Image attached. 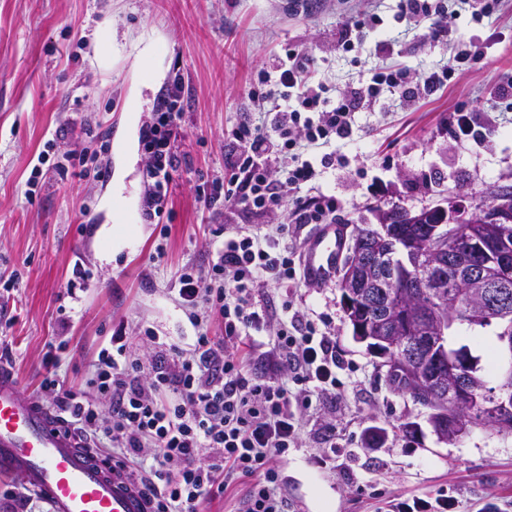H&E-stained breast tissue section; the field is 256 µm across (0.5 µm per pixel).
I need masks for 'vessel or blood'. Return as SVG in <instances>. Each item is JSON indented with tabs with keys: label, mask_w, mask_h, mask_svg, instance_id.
I'll return each mask as SVG.
<instances>
[{
	"label": "vessel or blood",
	"mask_w": 512,
	"mask_h": 512,
	"mask_svg": "<svg viewBox=\"0 0 512 512\" xmlns=\"http://www.w3.org/2000/svg\"><path fill=\"white\" fill-rule=\"evenodd\" d=\"M343 224L315 225L303 249L308 282H333L348 251ZM0 472L15 473L50 512H151L133 475L113 467L51 407L0 364Z\"/></svg>",
	"instance_id": "1"
}]
</instances>
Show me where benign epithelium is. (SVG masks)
Returning <instances> with one entry per match:
<instances>
[{"mask_svg": "<svg viewBox=\"0 0 512 512\" xmlns=\"http://www.w3.org/2000/svg\"><path fill=\"white\" fill-rule=\"evenodd\" d=\"M402 222L422 226L419 236L399 235L390 227L387 213H382L379 222V239L393 243L391 251L368 249L361 243L351 254L350 262L339 273L338 285L342 288V303L346 314H352L360 304L371 299L361 292L367 287L362 282L363 273L372 269L378 272V286L381 288H404L406 281L401 278L402 270L416 272L422 279L421 287L436 288L445 280L448 261L462 262L460 270L481 292L471 302V313L482 320L498 310L499 289L508 286L512 279V197L500 196L491 202L469 212L456 198L446 204L418 210L400 209ZM457 224H470L465 234L448 239V248L442 251H428L426 246L440 240L448 228ZM430 382L447 389L458 414L448 415L446 411L430 414L434 432L444 442H453L466 432L467 423L459 412L472 406L473 391L465 375L448 368L440 356L433 359V375ZM495 400L503 409L494 413L496 427L512 425V407L508 405L506 388L498 386L494 391Z\"/></svg>", "mask_w": 512, "mask_h": 512, "instance_id": "obj_1", "label": "benign epithelium"}]
</instances>
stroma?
<instances>
[{
	"instance_id": "obj_1",
	"label": "stroma",
	"mask_w": 512,
	"mask_h": 512,
	"mask_svg": "<svg viewBox=\"0 0 512 512\" xmlns=\"http://www.w3.org/2000/svg\"><path fill=\"white\" fill-rule=\"evenodd\" d=\"M399 0H0V337L23 388L44 404V356L53 353L69 385L88 389L89 364L125 324L134 350L149 356L141 336L190 349L197 334L179 307L175 280L183 266L208 269L216 216L198 197L199 186L224 174L228 134L254 109L264 72L288 51L306 53L333 102L367 84L373 69L403 67L411 75L446 65L447 88L407 102L381 91L352 116V134L328 149L302 156L317 176L302 195L336 196L350 227L376 224L377 207L417 210L458 195L463 206L492 200L512 186V112L497 88L512 77V0L494 23L479 20L480 0L458 8L436 42L399 16ZM379 16L369 25L370 16ZM361 30H354L355 22ZM352 28L353 47L339 42ZM482 47L486 57L461 64V51ZM185 84L188 136L163 223L144 211L149 186L142 136L155 101L175 77ZM477 107L484 141H460L453 110ZM102 125L108 153L80 131ZM78 149L100 158L103 178L71 167L60 186L24 192L39 153ZM328 165H321L324 153ZM122 196L139 225L135 240L113 246L101 237ZM164 246L156 265L150 255ZM91 278L77 298L67 282L74 264ZM271 311L293 300L315 311L336 340L345 368L338 402L315 400L304 410L301 445L280 464L291 512H385L395 496L447 490L459 512L496 505L512 512V434L469 427L441 442L428 409L390 386L384 359L352 333L337 284H267L259 291ZM71 316L61 321L58 310ZM418 426L415 437L402 426ZM335 432V444L326 435Z\"/></svg>"
}]
</instances>
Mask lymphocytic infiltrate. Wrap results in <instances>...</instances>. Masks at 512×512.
<instances>
[{"label": "lymphocytic infiltrate", "instance_id": "1", "mask_svg": "<svg viewBox=\"0 0 512 512\" xmlns=\"http://www.w3.org/2000/svg\"><path fill=\"white\" fill-rule=\"evenodd\" d=\"M275 71L281 92H254V112L230 131L232 153L224 177L215 179L206 208L224 202L223 222L212 229L216 259L208 271L183 267L176 278L179 304L198 334L191 349L172 345L144 362L132 349L125 326L91 364L93 395L68 386L46 356L43 388L54 407L89 438L131 456L154 512H201L241 476L251 480L236 512H288V496L276 466L298 447L304 404L311 394L339 396L341 367L331 336L308 313L283 303L277 318L257 301L256 288L301 278L302 258L284 244L291 225L335 222V196L297 200L289 223L235 228L236 211L267 214L311 181L315 169L301 159L302 146L325 147L348 138L351 118L363 94L388 88L403 98L425 97L448 85L441 66L409 85L403 69L373 72L365 90L320 108L321 82L305 56L289 53ZM182 80H175L153 107V123L142 142L151 180L145 208L153 218L167 215L169 185L186 139ZM300 107L292 109L288 99ZM224 322V337L209 336L211 314ZM271 336L262 350L260 336ZM261 364L269 378L257 377Z\"/></svg>", "mask_w": 512, "mask_h": 512}]
</instances>
